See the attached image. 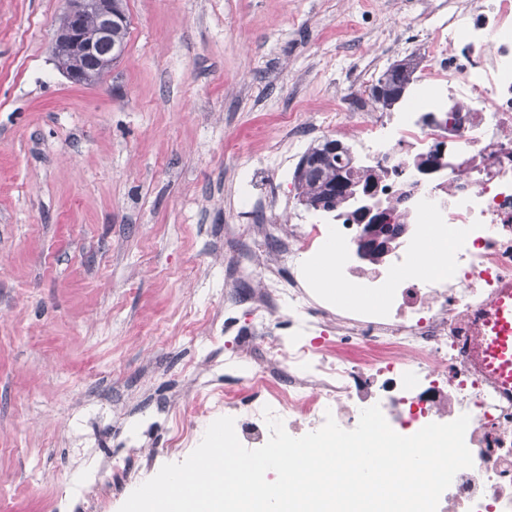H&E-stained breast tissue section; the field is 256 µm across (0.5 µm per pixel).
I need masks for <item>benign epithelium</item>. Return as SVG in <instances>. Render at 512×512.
Instances as JSON below:
<instances>
[{
    "instance_id": "obj_1",
    "label": "benign epithelium",
    "mask_w": 512,
    "mask_h": 512,
    "mask_svg": "<svg viewBox=\"0 0 512 512\" xmlns=\"http://www.w3.org/2000/svg\"><path fill=\"white\" fill-rule=\"evenodd\" d=\"M64 25L55 39L57 62L67 61L63 72L77 84H88L99 76L98 61L109 56L116 62L123 55L121 46L112 42V27L129 22L118 6V0H64ZM375 237L362 241L360 250L369 251L384 243L390 227L373 226Z\"/></svg>"
}]
</instances>
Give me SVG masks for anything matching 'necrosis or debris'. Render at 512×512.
Returning a JSON list of instances; mask_svg holds the SVG:
<instances>
[{
  "label": "necrosis or debris",
  "instance_id": "4bbe7bcc",
  "mask_svg": "<svg viewBox=\"0 0 512 512\" xmlns=\"http://www.w3.org/2000/svg\"><path fill=\"white\" fill-rule=\"evenodd\" d=\"M427 19L416 80L428 92L396 112H366L351 129V164L374 179L372 195L288 226L275 213L257 225L224 284V361L192 369L196 407L176 417L167 454L196 446L200 416L234 418L240 442L256 449L270 436L267 407L294 437L329 416L354 429L375 404L403 436L465 413L473 465L437 512H512V394L477 370L472 352L480 313L512 284V0H439ZM438 143L444 156L425 169ZM372 222L399 232L364 255ZM429 224L444 258L404 275ZM329 247L337 282L357 288L359 302L320 291L312 266ZM252 276L257 288L237 291Z\"/></svg>",
  "mask_w": 512,
  "mask_h": 512
}]
</instances>
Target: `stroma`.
<instances>
[{
    "label": "stroma",
    "instance_id": "obj_1",
    "mask_svg": "<svg viewBox=\"0 0 512 512\" xmlns=\"http://www.w3.org/2000/svg\"><path fill=\"white\" fill-rule=\"evenodd\" d=\"M63 0H0V512H56L84 477L74 431L122 457L143 407L180 396L223 343L186 339L224 310L255 224L241 196L294 173L267 165L290 122L335 138L347 91L421 23L415 0H127L123 56L94 85L57 68ZM408 16L409 27L395 19Z\"/></svg>",
    "mask_w": 512,
    "mask_h": 512
}]
</instances>
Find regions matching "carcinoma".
Returning <instances> with one entry per match:
<instances>
[{
  "label": "carcinoma",
  "instance_id": "1",
  "mask_svg": "<svg viewBox=\"0 0 512 512\" xmlns=\"http://www.w3.org/2000/svg\"><path fill=\"white\" fill-rule=\"evenodd\" d=\"M418 66L416 59L407 56L392 63L377 79L371 88L373 102H378V90H383L384 98L381 107L391 109L400 102L408 85L413 80V74ZM329 142L325 141L308 150L309 156H321L324 163L319 173L306 180L295 179L298 197L313 202L324 195L325 189L331 183H336V193L325 209L332 210L336 204L350 196L362 192L370 179L363 178L350 165L349 149L341 144L336 152L328 149Z\"/></svg>",
  "mask_w": 512,
  "mask_h": 512
}]
</instances>
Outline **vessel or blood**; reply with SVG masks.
Here are the masks:
<instances>
[{"label":"vessel or blood","instance_id":"b4317fda","mask_svg":"<svg viewBox=\"0 0 512 512\" xmlns=\"http://www.w3.org/2000/svg\"><path fill=\"white\" fill-rule=\"evenodd\" d=\"M485 331L474 347L480 372L512 392V285H503L483 319Z\"/></svg>","mask_w":512,"mask_h":512}]
</instances>
